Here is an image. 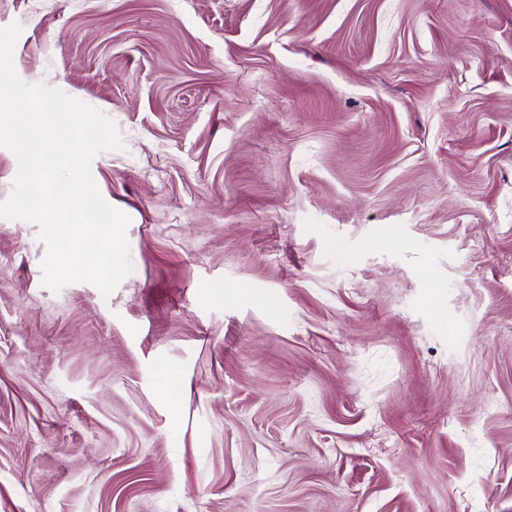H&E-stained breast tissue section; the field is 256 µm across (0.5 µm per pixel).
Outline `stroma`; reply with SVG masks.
<instances>
[{"label": "stroma", "mask_w": 512, "mask_h": 512, "mask_svg": "<svg viewBox=\"0 0 512 512\" xmlns=\"http://www.w3.org/2000/svg\"><path fill=\"white\" fill-rule=\"evenodd\" d=\"M104 113L110 294L0 218V512H512V0H0Z\"/></svg>", "instance_id": "35a3bbf8"}]
</instances>
